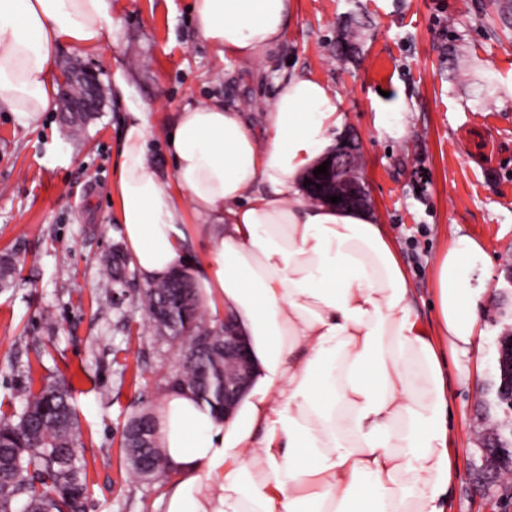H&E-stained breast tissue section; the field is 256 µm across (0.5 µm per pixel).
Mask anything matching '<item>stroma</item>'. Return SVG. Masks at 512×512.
I'll return each instance as SVG.
<instances>
[{"mask_svg":"<svg viewBox=\"0 0 512 512\" xmlns=\"http://www.w3.org/2000/svg\"><path fill=\"white\" fill-rule=\"evenodd\" d=\"M190 0H120L112 45L58 52V66L94 67L110 86V67L128 74L135 100L150 110L148 155L165 183L174 166L165 134L177 112L221 98L250 115L266 144L265 112L281 82L304 74L341 95L344 118L331 139L359 147L358 169L372 210L392 235L423 322L435 320L434 266L458 235L479 239L486 262L473 284L496 289L468 356L446 351L451 409L449 451L455 477L448 512H503L499 489L477 483L481 429L500 420L488 408L494 340L512 324V0H295L282 40L255 61L222 60L188 21ZM494 77L485 95L475 72ZM401 97L380 116L384 97ZM128 118L108 95L81 140L58 109L34 126L0 112V253L19 264L0 289V410H21L19 386L63 379L75 390L89 491L83 512H161L163 485L133 478L120 447L127 418L160 406L177 348L144 331L131 272L120 304L98 287L97 260L121 244L113 186Z\"/></svg>","mask_w":512,"mask_h":512,"instance_id":"35a3bbf8","label":"stroma"}]
</instances>
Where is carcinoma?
Wrapping results in <instances>:
<instances>
[{"label":"carcinoma","mask_w":512,"mask_h":512,"mask_svg":"<svg viewBox=\"0 0 512 512\" xmlns=\"http://www.w3.org/2000/svg\"><path fill=\"white\" fill-rule=\"evenodd\" d=\"M99 270L100 288L108 294L118 277L112 253L102 257ZM15 273L14 255L1 254L0 288L10 287ZM163 299L187 310L192 335L210 337V343L199 349L194 359L179 366L176 376L202 406L212 410L205 376L224 367L222 330L198 299L179 304L175 287L163 278L150 283L140 296L141 306L147 311L146 326L152 335H159L154 308ZM19 393L23 400L21 412L0 415V512H83L88 493L87 473L79 454L81 435L71 389L58 382H45L36 389L30 381ZM145 414L155 418V411L145 407L124 424L121 447L132 477L148 483L164 482L170 478L165 469L148 471L141 466L145 457L166 456V448L157 439L151 441L149 448L137 447L136 434Z\"/></svg>","instance_id":"1"}]
</instances>
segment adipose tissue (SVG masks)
<instances>
[{
	"mask_svg": "<svg viewBox=\"0 0 512 512\" xmlns=\"http://www.w3.org/2000/svg\"><path fill=\"white\" fill-rule=\"evenodd\" d=\"M295 0H193L220 58L278 44ZM121 29L116 0H0V110L30 127L54 106L59 48L88 53ZM320 80L293 76L259 146L220 101L185 106L167 151L174 185L148 158L150 122L131 104L117 162V222L146 281L186 261V213L206 236L200 299L248 336L249 390L230 420L168 391L158 410L174 478L163 512H448V389L442 344L469 353L489 297L472 287L482 244L455 237L435 266L436 318L419 321L399 250L369 210L302 199L303 172L343 121Z\"/></svg>",
	"mask_w": 512,
	"mask_h": 512,
	"instance_id": "ef3b65f1",
	"label": "adipose tissue"
}]
</instances>
